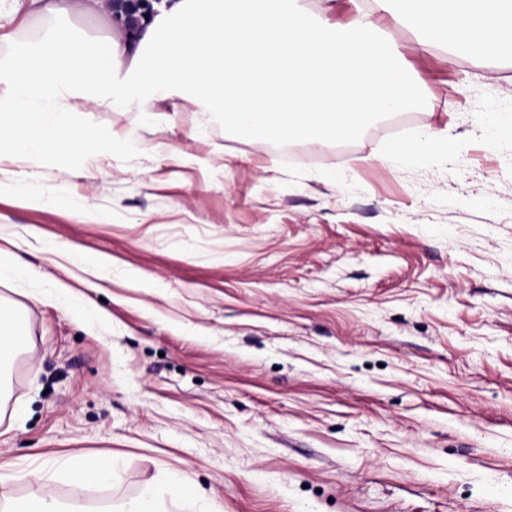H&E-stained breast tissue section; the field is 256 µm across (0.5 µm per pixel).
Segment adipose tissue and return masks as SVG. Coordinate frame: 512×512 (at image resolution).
Returning a JSON list of instances; mask_svg holds the SVG:
<instances>
[{
  "label": "adipose tissue",
  "instance_id": "1",
  "mask_svg": "<svg viewBox=\"0 0 512 512\" xmlns=\"http://www.w3.org/2000/svg\"><path fill=\"white\" fill-rule=\"evenodd\" d=\"M345 25L307 10L303 0H160L136 40H80L61 21L84 0H9L0 19L19 14L54 19L36 42L0 62L8 82L0 98V154L43 149L120 151L122 140L63 119L55 108L84 92L86 108L116 109L188 95L225 126L247 128L271 142L348 139L374 115L409 101L412 84L390 35L372 34V16L391 26L411 19L429 45L450 59L512 58V0H370ZM125 68L127 82L115 79ZM26 334L22 311L0 299V365ZM189 477L158 488L114 512H163L165 501L199 497Z\"/></svg>",
  "mask_w": 512,
  "mask_h": 512
}]
</instances>
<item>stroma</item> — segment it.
<instances>
[{"label": "stroma", "instance_id": "1", "mask_svg": "<svg viewBox=\"0 0 512 512\" xmlns=\"http://www.w3.org/2000/svg\"><path fill=\"white\" fill-rule=\"evenodd\" d=\"M392 36L414 104L344 142L69 103L127 150L0 157V459L86 512L178 473L167 512H512V59ZM26 336L22 311L0 297V409L2 408V364L10 361ZM69 472L73 479L83 484L104 483L112 477V458L75 456L69 460Z\"/></svg>", "mask_w": 512, "mask_h": 512}]
</instances>
